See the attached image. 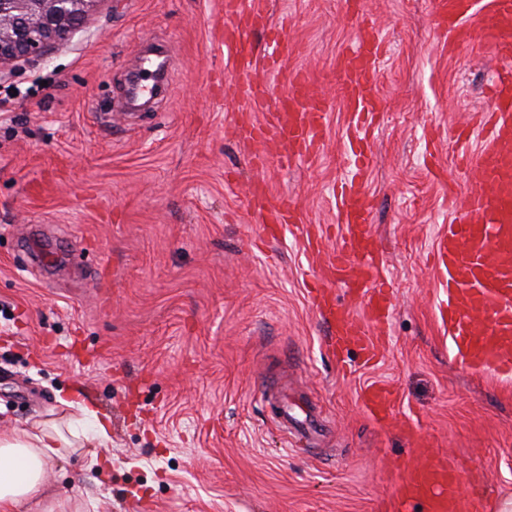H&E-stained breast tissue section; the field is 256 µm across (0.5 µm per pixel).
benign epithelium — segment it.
Returning a JSON list of instances; mask_svg holds the SVG:
<instances>
[{"label": "benign epithelium", "mask_w": 512, "mask_h": 512, "mask_svg": "<svg viewBox=\"0 0 512 512\" xmlns=\"http://www.w3.org/2000/svg\"><path fill=\"white\" fill-rule=\"evenodd\" d=\"M97 0H0V72L17 62L47 55L54 44L82 25Z\"/></svg>", "instance_id": "7a95c632"}]
</instances>
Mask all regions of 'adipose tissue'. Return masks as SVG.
<instances>
[{"label": "adipose tissue", "instance_id": "obj_1", "mask_svg": "<svg viewBox=\"0 0 512 512\" xmlns=\"http://www.w3.org/2000/svg\"><path fill=\"white\" fill-rule=\"evenodd\" d=\"M61 420L0 433V512H66L51 492L49 469L71 455L110 442V423L77 394L59 397Z\"/></svg>", "mask_w": 512, "mask_h": 512}]
</instances>
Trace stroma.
<instances>
[{
	"label": "stroma",
	"mask_w": 512,
	"mask_h": 512,
	"mask_svg": "<svg viewBox=\"0 0 512 512\" xmlns=\"http://www.w3.org/2000/svg\"><path fill=\"white\" fill-rule=\"evenodd\" d=\"M267 9L296 49L273 76L257 55L254 76L277 96L307 72L331 105L320 150L286 167L256 170L229 133L242 100L217 95L237 81L224 0H98L46 61L0 75V87L53 80L0 121V432L50 418L61 391L109 417L110 470L76 456L48 473L55 493L97 512H386L418 436L433 461L457 465L482 512H498L512 497V376L456 358L432 252L450 197L474 187L458 152L482 144L502 63L478 36L449 49L429 0H363L358 20L344 0ZM364 23L382 40L364 186L393 290L368 364L354 351L336 360L308 296L317 278L351 299L327 274L334 192L354 175L335 68ZM146 39L170 49L168 91L130 119L113 98ZM258 178L298 207L273 238L248 201ZM33 228L57 248L55 267L23 264ZM373 383L396 395L390 425L362 405ZM288 406L317 427L304 449L279 425Z\"/></svg>",
	"instance_id": "35a3bbf8"
}]
</instances>
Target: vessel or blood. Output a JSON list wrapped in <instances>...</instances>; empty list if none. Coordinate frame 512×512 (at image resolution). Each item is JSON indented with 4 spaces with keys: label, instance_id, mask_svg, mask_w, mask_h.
I'll use <instances>...</instances> for the list:
<instances>
[{
    "label": "vessel or blood",
    "instance_id": "vessel-or-blood-1",
    "mask_svg": "<svg viewBox=\"0 0 512 512\" xmlns=\"http://www.w3.org/2000/svg\"><path fill=\"white\" fill-rule=\"evenodd\" d=\"M478 0H432L436 28L450 42L470 41L481 33L502 67L490 88L489 128L474 155L463 161L475 174L477 186L464 199L452 202L453 219L436 242L440 284L447 296L448 334L461 359L473 369L494 374L512 373V0H487L480 30L468 21ZM268 32V67L277 70L280 57L293 50L287 26H270L266 0H224V47L240 78L236 92L244 101L243 114L233 124L235 134L254 148L253 163L264 168L268 142H275L281 164L311 157L322 139L327 99L308 75L290 76L288 91L271 99L268 84L251 78L258 33ZM375 27H362L354 44L336 62L340 85L354 124L378 112V56ZM262 113V121L252 113ZM251 206L266 224H291L296 205L273 198L263 181L254 182ZM340 238L328 271L331 279L351 286L360 296L369 322L357 321L348 305L320 286L312 291L313 304L333 329L337 357L357 351L373 360L377 346L370 324L387 320L390 296L387 284L375 275L377 247L369 224L372 201L362 186L342 192L336 204ZM362 402L378 421L391 422L396 400L392 389L373 384ZM414 462L407 468L389 512L404 504H422L424 512H472V496L461 493L457 467L435 463L423 441H416Z\"/></svg>",
    "mask_w": 512,
    "mask_h": 512
}]
</instances>
